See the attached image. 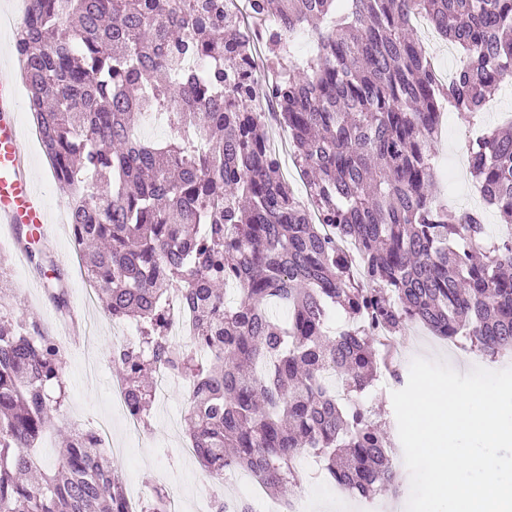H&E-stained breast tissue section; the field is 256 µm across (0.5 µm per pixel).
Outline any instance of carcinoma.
<instances>
[{
  "mask_svg": "<svg viewBox=\"0 0 512 512\" xmlns=\"http://www.w3.org/2000/svg\"><path fill=\"white\" fill-rule=\"evenodd\" d=\"M224 2L30 0L15 44L29 111L75 242L92 247L102 308L135 325L112 353L132 412L149 422L148 379L170 368L189 382V436L210 475L244 470L282 498L308 453L373 499L395 483L388 433L352 393L382 374L381 339L416 322L492 357L512 350V238H490L481 212H450L429 190L443 111L471 123L512 81V0H252L273 20L271 97L314 217L282 178L251 88L233 78L249 45ZM419 13L465 55L446 84L412 35ZM305 31L318 51L298 64L291 43ZM148 109L168 116L167 141L135 136L131 114ZM467 153L511 225L512 128ZM175 287L189 349L166 334ZM274 301L288 323L270 317ZM336 308L347 321L331 336ZM65 401L61 344L0 287V512H127L94 434L57 424ZM51 429L68 441L47 473L30 448ZM167 501L152 486L141 512Z\"/></svg>",
  "mask_w": 512,
  "mask_h": 512,
  "instance_id": "1",
  "label": "carcinoma"
}]
</instances>
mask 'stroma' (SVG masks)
Here are the masks:
<instances>
[{
    "label": "stroma",
    "instance_id": "1",
    "mask_svg": "<svg viewBox=\"0 0 512 512\" xmlns=\"http://www.w3.org/2000/svg\"><path fill=\"white\" fill-rule=\"evenodd\" d=\"M19 106L16 123L29 154L31 175L42 194L49 218L66 209L67 192L58 184L43 154L38 138L33 135V123L28 111L25 86L17 88ZM490 108L482 112L475 125H468L456 113L443 116L436 138L433 159L436 178L433 192L449 210L457 211L481 205L486 230L490 237H498L502 227L496 209L482 206L479 186L469 173L466 145L479 131L491 130L512 118V85L505 84L489 101ZM33 250L41 256L57 260V267H37L24 262L10 239L0 240V272H5L18 290L24 315L39 325L61 321L50 295L51 288L65 291L69 309L76 323L63 338L65 354L64 378L69 396L59 412L65 423L79 427H94L98 418L111 417L114 449L111 457L123 477L127 496H135L147 485L164 487L175 501V512H203L197 498L199 489L208 487L211 480L197 459H184L180 454L188 441L186 416L188 401L182 389L174 388L165 397L154 401L149 426L136 437H129L120 413L109 410L112 382L116 370L112 350L116 339L108 326L89 328L84 304L85 274L79 263L77 245L72 233L54 230L48 242H32ZM398 350L395 366L401 375H408L411 361L417 357L444 361L454 370L465 373L481 366L489 370L512 367V355L490 359L476 351L460 356L457 343L432 336L425 328L407 324L397 335ZM399 385L379 379L374 390L364 394L363 400L372 407L379 420L392 426L390 435L392 457L398 478L396 498H408L410 474L403 460V449L398 433L392 403V393ZM298 480L292 489L293 497L303 499L307 512H316L319 503L335 501L336 487L323 477L316 458L304 455L297 459Z\"/></svg>",
    "mask_w": 512,
    "mask_h": 512
}]
</instances>
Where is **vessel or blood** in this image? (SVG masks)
Segmentation results:
<instances>
[{"instance_id": "vessel-or-blood-1", "label": "vessel or blood", "mask_w": 512, "mask_h": 512, "mask_svg": "<svg viewBox=\"0 0 512 512\" xmlns=\"http://www.w3.org/2000/svg\"><path fill=\"white\" fill-rule=\"evenodd\" d=\"M17 102L9 80H0V229L15 235L26 226L31 235L44 240L52 233L43 202L27 174L26 152L14 112Z\"/></svg>"}]
</instances>
